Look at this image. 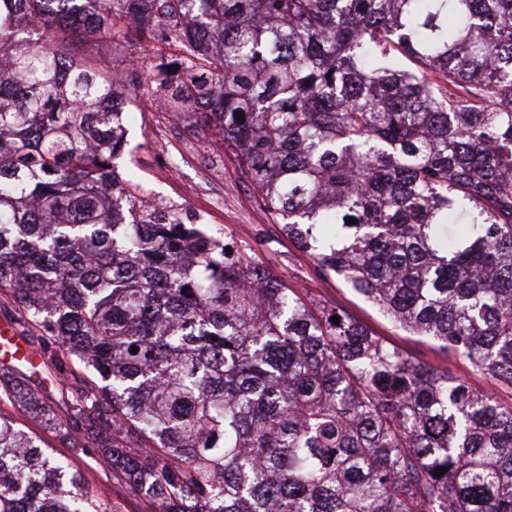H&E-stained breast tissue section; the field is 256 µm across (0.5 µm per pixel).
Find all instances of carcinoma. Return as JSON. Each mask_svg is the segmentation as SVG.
I'll list each match as a JSON object with an SVG mask.
<instances>
[{"label": "carcinoma", "mask_w": 512, "mask_h": 512, "mask_svg": "<svg viewBox=\"0 0 512 512\" xmlns=\"http://www.w3.org/2000/svg\"><path fill=\"white\" fill-rule=\"evenodd\" d=\"M3 57L0 296L58 397L3 363L18 412L156 512H512L511 405L114 166L131 84L204 114L324 275L512 388V0H0ZM0 512L108 510L0 415ZM66 45L72 53L90 56L93 62L104 71H127L129 60L133 58L141 66H150L149 52H143L134 43L102 42L99 45H85L79 36H69Z\"/></svg>", "instance_id": "cac0c4a2"}]
</instances>
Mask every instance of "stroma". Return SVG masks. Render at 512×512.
<instances>
[{"label": "stroma", "instance_id": "stroma-1", "mask_svg": "<svg viewBox=\"0 0 512 512\" xmlns=\"http://www.w3.org/2000/svg\"><path fill=\"white\" fill-rule=\"evenodd\" d=\"M66 45L72 52L90 56L105 71L127 70L133 61L142 66L151 63L149 53L128 42L87 45L71 36ZM126 110L130 117L127 142L115 164L140 191L181 214L197 217L226 243L252 247L291 288L344 309L413 358L448 369L470 387L492 394L502 403H512V389L448 355L437 341L402 331L342 280L321 276L314 261L288 240L280 225L256 203L255 189L240 179L234 159L215 149L199 113L170 117L157 111L153 98L138 89L131 92ZM71 466L110 512H152L151 506L129 489L113 482L107 461L96 449L72 457Z\"/></svg>", "mask_w": 512, "mask_h": 512}]
</instances>
